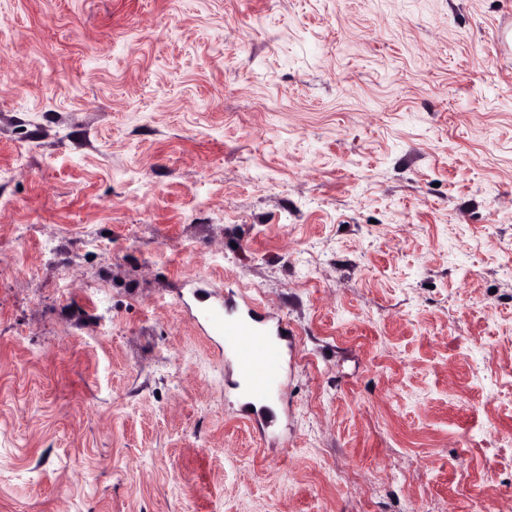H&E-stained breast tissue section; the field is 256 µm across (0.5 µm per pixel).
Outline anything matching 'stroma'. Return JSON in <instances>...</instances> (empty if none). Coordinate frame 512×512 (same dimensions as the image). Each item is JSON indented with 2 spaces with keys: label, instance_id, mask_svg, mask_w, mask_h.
Segmentation results:
<instances>
[{
  "label": "stroma",
  "instance_id": "stroma-1",
  "mask_svg": "<svg viewBox=\"0 0 512 512\" xmlns=\"http://www.w3.org/2000/svg\"><path fill=\"white\" fill-rule=\"evenodd\" d=\"M509 15L0 0V512H512ZM199 279L288 319L275 437Z\"/></svg>",
  "mask_w": 512,
  "mask_h": 512
}]
</instances>
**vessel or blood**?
<instances>
[{
  "mask_svg": "<svg viewBox=\"0 0 512 512\" xmlns=\"http://www.w3.org/2000/svg\"><path fill=\"white\" fill-rule=\"evenodd\" d=\"M207 332L223 337L226 362L243 380V396L257 405L284 385L283 359L291 329L286 319L269 315L252 301L212 300L194 313Z\"/></svg>",
  "mask_w": 512,
  "mask_h": 512,
  "instance_id": "1",
  "label": "vessel or blood"
}]
</instances>
